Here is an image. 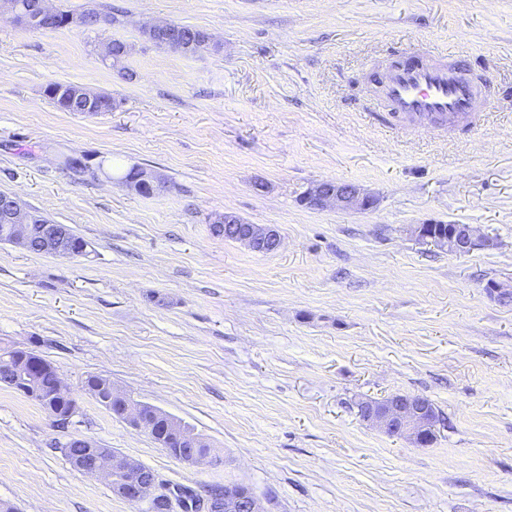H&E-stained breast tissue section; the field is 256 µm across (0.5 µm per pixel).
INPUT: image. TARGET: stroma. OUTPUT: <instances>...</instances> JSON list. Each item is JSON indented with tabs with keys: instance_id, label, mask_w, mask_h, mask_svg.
Here are the masks:
<instances>
[{
	"instance_id": "1",
	"label": "stroma",
	"mask_w": 512,
	"mask_h": 512,
	"mask_svg": "<svg viewBox=\"0 0 512 512\" xmlns=\"http://www.w3.org/2000/svg\"><path fill=\"white\" fill-rule=\"evenodd\" d=\"M111 23L29 31L0 14V192L84 238L68 259L0 243V353L51 362L74 431L0 385V505L143 512L73 469L77 434L167 488L242 484L264 512H512V0H50ZM208 33L183 55L147 27ZM128 47L123 70L107 43ZM418 41L492 73L472 127L412 129L364 91L376 60ZM53 84L115 101L63 112ZM84 158L75 175L61 155ZM160 177L143 196L131 167ZM375 192L371 211L314 210L315 181ZM230 212L276 227L257 253L213 233ZM470 224L496 248L451 256L418 224ZM190 423L218 462L189 467L85 392ZM429 399L420 447L361 420V398ZM57 374V381H56V394L59 398V401H65L68 402V410L66 411L64 416H58V413H55L53 415V418L56 421V424L59 425V428L61 429H69L75 426L76 420L79 413V406L77 403V400L70 394V391L67 389L66 386L63 385L58 372Z\"/></svg>"
}]
</instances>
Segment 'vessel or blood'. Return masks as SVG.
I'll return each mask as SVG.
<instances>
[{"instance_id": "vessel-or-blood-1", "label": "vessel or blood", "mask_w": 512, "mask_h": 512, "mask_svg": "<svg viewBox=\"0 0 512 512\" xmlns=\"http://www.w3.org/2000/svg\"><path fill=\"white\" fill-rule=\"evenodd\" d=\"M410 56L392 62L370 96L386 112L419 125L444 119L456 125L482 111L490 82L473 78L469 64L450 54L422 53L410 47Z\"/></svg>"}]
</instances>
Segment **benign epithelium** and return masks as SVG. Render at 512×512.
Instances as JSON below:
<instances>
[{"mask_svg":"<svg viewBox=\"0 0 512 512\" xmlns=\"http://www.w3.org/2000/svg\"><path fill=\"white\" fill-rule=\"evenodd\" d=\"M10 14L14 20L22 19L28 15L33 16V22L41 30H53L59 23L58 11L46 6V0H0V13ZM129 182L141 191L157 193L163 189L162 182L144 169H136L129 178ZM304 205L311 209L324 210L344 207L368 211L376 207L377 197L374 193L352 182L319 181L309 185L302 193ZM38 222L37 215L24 208L19 200L8 194L0 196V223L12 225L13 244L24 246L28 241L31 225ZM241 224L235 234V242L240 243L252 251L262 248L276 250L280 247L281 237L278 231L268 224H242L234 214L224 213V225ZM434 224H418L414 234L422 242L429 244L451 255L472 254L476 251L491 249L496 242L490 236L480 232L470 224H454L448 235L439 236L433 233ZM65 229L59 224H46L42 228L41 240L47 254L59 257H83L87 247L69 250L65 248ZM56 394L61 401L69 403L65 415H53L56 424L61 429L75 426L79 413L77 400L63 385L56 381ZM360 417L368 424L379 428L384 433L403 437L418 445L427 444L430 439L432 420L427 413L428 399L419 396H394L383 402L372 399L357 401ZM124 416L129 425L137 430L142 429L146 422L152 420L159 422L160 430L164 433L176 434L179 432V423L162 415V410L149 404L137 402L133 399L126 404ZM85 448L84 456L91 462L87 463L82 457L71 460L74 468L90 476H103L108 483L120 482L121 497L125 500L152 506V501L160 496H168L170 504L176 503L172 491L160 487L155 481H148L145 470L138 462L117 456H111L110 449L101 448L88 439L77 436ZM239 503L246 507V512H261L259 498L250 490L245 491V499L240 496L230 497L224 495V507L230 502Z\"/></svg>","mask_w":512,"mask_h":512,"instance_id":"7a95c632","label":"benign epithelium"}]
</instances>
